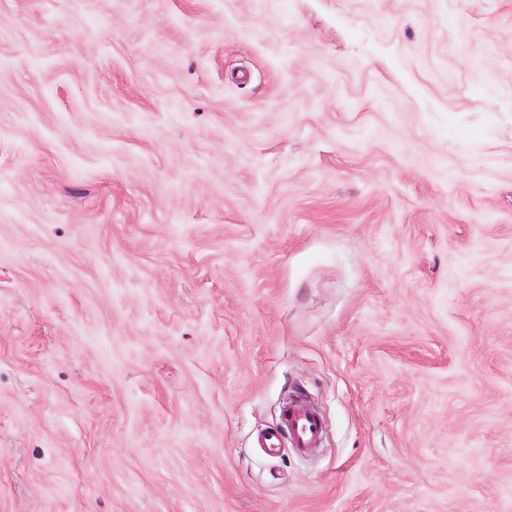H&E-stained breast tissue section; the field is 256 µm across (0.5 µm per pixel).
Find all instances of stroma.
I'll list each match as a JSON object with an SVG mask.
<instances>
[{"instance_id": "obj_1", "label": "stroma", "mask_w": 512, "mask_h": 512, "mask_svg": "<svg viewBox=\"0 0 512 512\" xmlns=\"http://www.w3.org/2000/svg\"><path fill=\"white\" fill-rule=\"evenodd\" d=\"M0 512H512V0H0ZM324 432L318 409L304 399L293 398L282 405L279 423L262 431L256 443L257 448H262L268 456H276L286 438L292 448L309 452L322 445Z\"/></svg>"}]
</instances>
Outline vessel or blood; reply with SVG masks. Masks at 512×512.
I'll use <instances>...</instances> for the list:
<instances>
[{
  "label": "vessel or blood",
  "mask_w": 512,
  "mask_h": 512,
  "mask_svg": "<svg viewBox=\"0 0 512 512\" xmlns=\"http://www.w3.org/2000/svg\"><path fill=\"white\" fill-rule=\"evenodd\" d=\"M324 437V422L318 409L300 398L285 402L280 410L279 423L262 431L256 443L269 456L277 455L283 443L308 452L320 447Z\"/></svg>",
  "instance_id": "1"
}]
</instances>
